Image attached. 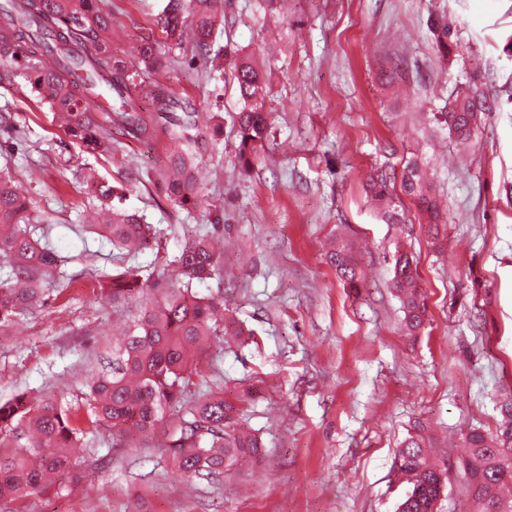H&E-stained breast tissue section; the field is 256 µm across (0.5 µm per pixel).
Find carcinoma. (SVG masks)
I'll use <instances>...</instances> for the list:
<instances>
[{
    "label": "carcinoma",
    "instance_id": "carcinoma-1",
    "mask_svg": "<svg viewBox=\"0 0 512 512\" xmlns=\"http://www.w3.org/2000/svg\"><path fill=\"white\" fill-rule=\"evenodd\" d=\"M224 23L223 0H164L159 24L173 43L159 49L153 36L141 37L134 58L112 52V15L101 0H8L0 7V67L26 70L31 91L63 119L68 134L89 153L110 154L117 146L113 135L148 142L157 133L159 115L138 103L137 77L167 70L177 64L172 52L183 50L191 36L192 54L215 59L214 32ZM451 28L435 26L437 52L448 56ZM241 110L236 116L238 145L235 158L245 170L260 160L270 135L265 111L268 85L265 73L248 55L229 59ZM107 83L118 106L104 110L90 95L99 81ZM480 95L469 86L457 88L448 111L441 113L449 133L461 142L475 136ZM168 135L179 143L161 174L168 198L178 206L195 208L203 188L190 144L198 139L195 114L170 117ZM403 192L413 198L428 222L443 224L432 182L416 160L402 172ZM88 189L99 204L84 210L82 221L98 228L112 248L126 257L162 249V238L144 216L122 206L123 193L112 184L89 178ZM368 191L384 203V216L395 224L398 214L388 200L387 177L373 176ZM29 203L14 181L0 176V261L11 266L13 277L0 280V329L14 323L42 302L41 285L62 278L56 252L32 235ZM340 279L357 288L362 270L355 247L336 243L326 254ZM221 261L210 238L202 236L169 262L179 286L161 300L142 306L121 336L112 342V369L97 371L84 383L82 401L62 406L45 401L34 407L22 393L0 401V502L16 500L43 489L51 475H75L81 470L85 436L105 429L123 438L132 429L150 432L166 409L179 407L177 424L167 434L166 458L181 478L221 480L241 460L260 453L255 435L234 422L224 393L214 392L190 401L186 395L192 377L201 373L197 354L212 337L229 342L246 335L232 316L214 320L217 303L201 297L192 284L211 276ZM391 283L400 299L405 326L413 335L421 329L426 303L414 258L398 248L392 255ZM139 285L128 268L112 275V298H126ZM503 420L493 435L476 429L464 436L467 453L457 463L476 512H512V498L496 489L512 481V401L501 407ZM397 472L410 486L397 512H432L440 492L447 489L443 470L429 461L423 433L411 434L395 458Z\"/></svg>",
    "mask_w": 512,
    "mask_h": 512
}]
</instances>
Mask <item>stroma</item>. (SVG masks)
I'll return each mask as SVG.
<instances>
[{"mask_svg":"<svg viewBox=\"0 0 512 512\" xmlns=\"http://www.w3.org/2000/svg\"><path fill=\"white\" fill-rule=\"evenodd\" d=\"M162 0H102L112 48L135 55L162 39ZM255 0H230L217 42L253 55L269 79L272 125L260 162L235 159L240 108L232 74L213 79L201 59L144 76L196 110L204 205L222 215L224 255L196 291L254 332L247 347L214 341L194 391L220 390L263 453L218 484L170 473L155 430L113 442L92 436L81 478L64 476L17 499L11 512H395L408 488L394 466L409 430L423 425L437 466L464 455L462 433L495 431L512 398V0H288L287 16H263ZM452 27L448 54L430 24ZM485 95L469 152L437 120L457 86ZM0 174L30 200L43 242L65 261V284L0 332V399L73 403L97 354L138 306L171 279L152 251L134 265L151 286L122 301L101 294L124 263L78 216L96 170L124 188L125 208L160 230L168 256L207 232L198 211L175 206L159 172L173 145L127 141L112 156L74 144L21 73L0 76ZM220 132H213L214 117ZM427 169L448 221L428 220L400 189L403 168ZM386 173L401 221L387 223L365 192ZM358 247L364 282L345 288L325 260L329 239ZM418 261L427 318L408 335L391 285L397 244Z\"/></svg>","mask_w":512,"mask_h":512,"instance_id":"stroma-1","label":"stroma"}]
</instances>
